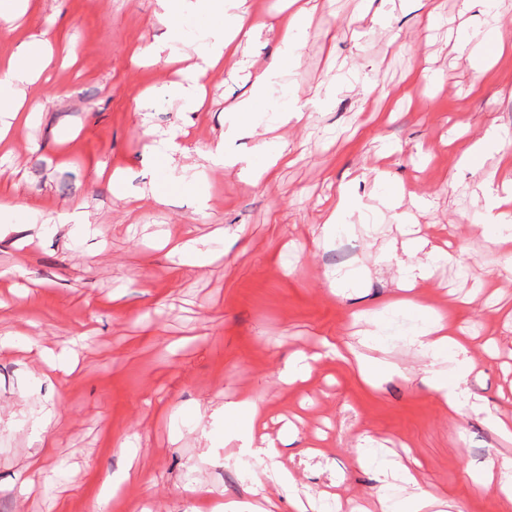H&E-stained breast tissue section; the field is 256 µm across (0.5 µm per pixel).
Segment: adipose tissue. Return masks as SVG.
<instances>
[{
    "instance_id": "ef3b65f1",
    "label": "adipose tissue",
    "mask_w": 512,
    "mask_h": 512,
    "mask_svg": "<svg viewBox=\"0 0 512 512\" xmlns=\"http://www.w3.org/2000/svg\"><path fill=\"white\" fill-rule=\"evenodd\" d=\"M317 0H302L288 17L281 29L279 48L271 63L260 71L248 74L250 94L234 107L235 117L227 131L228 137L252 135V114L256 101L263 98L272 81L281 74L284 63L299 56L301 34L316 8ZM161 22L168 25L166 40L150 44L145 52L153 58L169 57L175 52L174 44L180 41L184 27L191 17L213 18V25L203 27L196 45V60L188 66L180 82L160 86L159 95L182 100L190 110H198L202 81L209 70L218 67L223 59L235 56L240 45L238 35H252L253 29L244 14L234 12L233 0H162ZM56 58L48 41L37 38L18 45L16 51L0 59V118L17 119L26 107L22 86L54 66ZM404 259L398 260L399 282L402 289H413L427 282L432 274V264L439 254L437 246L429 240L415 237L404 249ZM398 309L418 312L421 323L413 325L407 333L406 343L423 362L424 380L435 392L440 406L449 414H460L470 406L469 398L460 383L473 367L465 356L463 346L450 336L442 315L429 307L401 301ZM225 414L235 418L233 434L242 441L245 454L261 463L275 462L279 455L274 443H259L254 429L264 419L257 398L243 395L225 403ZM393 471L413 492L401 502L383 497L378 501L379 512H459L456 500L446 499L427 490H419V482L407 465L396 463Z\"/></svg>"
}]
</instances>
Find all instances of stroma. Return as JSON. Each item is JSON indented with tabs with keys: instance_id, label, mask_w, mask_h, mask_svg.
Here are the masks:
<instances>
[{
	"instance_id": "35a3bbf8",
	"label": "stroma",
	"mask_w": 512,
	"mask_h": 512,
	"mask_svg": "<svg viewBox=\"0 0 512 512\" xmlns=\"http://www.w3.org/2000/svg\"><path fill=\"white\" fill-rule=\"evenodd\" d=\"M263 22L250 63L278 50L286 0H241ZM158 0H36L12 27L0 24V53L38 36L77 62L24 85L43 102L0 142V203L23 199L31 215L0 223V512H89L106 476L129 471L111 512H224L228 502L295 512L263 467L238 469L241 442L225 433L224 404L261 396L268 440L298 478V495L338 494L363 505L389 493L377 462L359 465L357 446L375 441L379 459H415L423 488L457 498L463 512H504L475 478L512 441L491 428L481 404L512 418V275L499 245L483 233L486 180H512L496 152L482 168L458 160L485 128L512 130V0L499 18L462 0H319L287 66L256 106L253 136L228 140L245 155L286 141L290 164L261 186L239 168L200 157L232 121L228 106L250 92L235 60L209 72L196 112L149 97L178 80L176 67L146 63L142 49L164 40ZM496 28L505 46L476 76L460 43L475 26ZM319 103L307 124L272 128L290 98ZM177 132L170 167L150 154L144 129ZM124 174V198L109 175ZM167 185L164 203L149 194ZM358 202L349 230L321 237L342 186ZM389 192L401 206L384 202ZM422 196L429 206L414 209ZM422 237L448 252L416 299L442 314L475 366L463 386L478 408L449 418L423 382L400 334L373 356L405 376L364 383L340 358L317 362L302 389L278 379L287 357L323 338L359 346L376 313L398 298L396 268L377 257L402 248V213ZM219 252L212 265H185L174 246L185 235ZM368 268L356 287L334 293L328 276ZM74 346L75 372L45 376V350ZM59 415L44 454L33 431L48 406ZM297 417L292 442L280 417ZM138 447L135 460L122 441ZM44 472L22 493L18 471Z\"/></svg>"
}]
</instances>
